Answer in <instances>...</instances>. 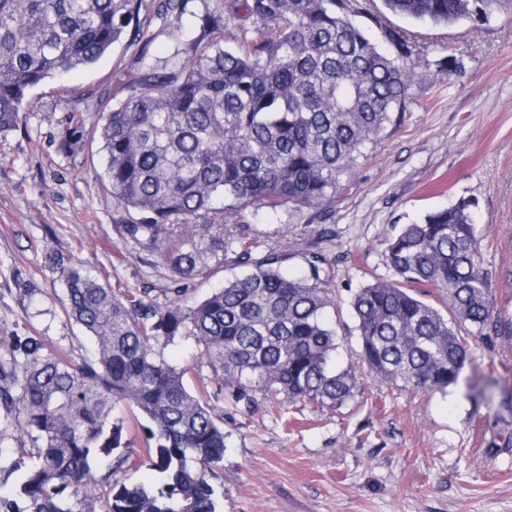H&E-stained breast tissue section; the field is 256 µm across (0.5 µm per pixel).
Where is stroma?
<instances>
[{
  "label": "stroma",
  "mask_w": 512,
  "mask_h": 512,
  "mask_svg": "<svg viewBox=\"0 0 512 512\" xmlns=\"http://www.w3.org/2000/svg\"><path fill=\"white\" fill-rule=\"evenodd\" d=\"M357 17L372 36L404 30L428 74L411 88L409 110L362 160L330 219L248 216L253 234L291 254L334 262L336 298L325 317L356 363L354 291L390 277L385 241L401 225L462 198L476 202L481 258L496 312L512 319V8L473 26L420 23L369 0ZM175 41L162 19L145 39L120 44L94 67L35 90L16 129L0 133V358L16 339L39 337L79 358L91 340L69 319L52 257H72L114 288H160L163 268L126 247L115 230L112 192L95 134L127 95L142 62L161 63ZM463 62L442 76L447 53ZM469 360L446 392L395 389L362 375L354 400L331 410L285 406L246 415L223 394V512H512V336H469ZM492 399L479 396L487 380Z\"/></svg>",
  "instance_id": "35a3bbf8"
}]
</instances>
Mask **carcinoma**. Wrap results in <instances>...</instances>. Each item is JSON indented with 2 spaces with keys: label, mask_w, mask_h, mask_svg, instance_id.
I'll list each match as a JSON object with an SVG mask.
<instances>
[{
  "label": "carcinoma",
  "mask_w": 512,
  "mask_h": 512,
  "mask_svg": "<svg viewBox=\"0 0 512 512\" xmlns=\"http://www.w3.org/2000/svg\"><path fill=\"white\" fill-rule=\"evenodd\" d=\"M423 23H482L506 0H382ZM188 0H0V132L16 127L31 92L112 48L145 36L158 16L181 32ZM366 0H215L201 34L180 42L160 66L147 63L98 136L124 245L160 258L173 298L149 288H111L61 257L69 318L95 345L89 358L44 351L28 336L0 360V407L31 439L0 476L18 474L22 511L222 512L211 482L224 461V414L205 383L247 411L277 415L284 404L336 409L359 390L356 368L338 369L336 330L324 320L336 281L324 253L264 246L249 214H309L324 224L367 151L408 111L424 77L406 32L372 38L353 17ZM233 35V44L225 33ZM474 202L456 203L403 225L387 240V279L350 300L361 368L388 386L425 392L457 384L468 360L458 327L512 335L495 314L480 259ZM240 275L191 306V284L211 264ZM192 336L195 362L170 364L161 346ZM127 409L133 419L114 416ZM144 450L128 448L139 418ZM147 466L152 484L116 478ZM98 487L92 496L88 489Z\"/></svg>",
  "instance_id": "carcinoma-1"
}]
</instances>
